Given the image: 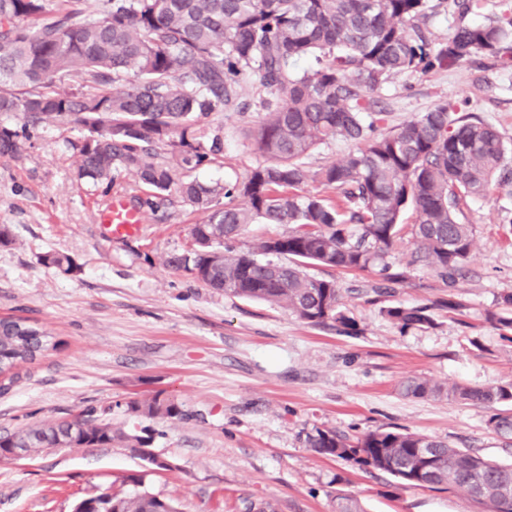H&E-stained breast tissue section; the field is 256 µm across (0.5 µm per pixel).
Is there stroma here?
<instances>
[{"label": "stroma", "mask_w": 512, "mask_h": 512, "mask_svg": "<svg viewBox=\"0 0 512 512\" xmlns=\"http://www.w3.org/2000/svg\"><path fill=\"white\" fill-rule=\"evenodd\" d=\"M376 97L395 125L438 101H460L512 139V69L457 62L402 73ZM262 118L253 110L205 118V127L223 128L224 147L193 178L206 185L244 179L263 161L246 137ZM0 124L22 132L21 157L0 154V225L13 236L0 246V316L37 322L56 342L15 369L10 389L0 393V433L92 407L120 434L108 448L35 450L0 461V512H73L77 501L103 489L132 490L136 478L179 512H247L262 501L276 512H336L340 492L363 512H482L462 490L398 485L383 472L315 453L306 436L317 428L353 439L378 429L409 431L512 464V447L488 426L491 409L400 392L409 376L472 387L512 381V342L487 319L512 293V233L501 223L511 194L497 190L465 206L474 226L470 273L455 289L431 269L409 266L407 233L385 258L405 274L386 296L372 291L377 268L309 267L311 276L335 281L357 323L347 335L167 267L169 255L190 248L202 212L174 189L164 204L147 206L148 188L130 175L109 187L77 181L72 145L85 134L81 126H28L19 114L0 115ZM115 196L142 211L139 236L115 240L99 227L98 211ZM49 252L69 255L76 270L46 265ZM452 291L463 313L435 310L433 327L404 329L385 314ZM157 394L180 415L129 411L130 401ZM135 437L170 469L133 453Z\"/></svg>", "instance_id": "35a3bbf8"}]
</instances>
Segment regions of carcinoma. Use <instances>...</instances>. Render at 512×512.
I'll return each instance as SVG.
<instances>
[{"label": "carcinoma", "mask_w": 512, "mask_h": 512, "mask_svg": "<svg viewBox=\"0 0 512 512\" xmlns=\"http://www.w3.org/2000/svg\"><path fill=\"white\" fill-rule=\"evenodd\" d=\"M500 5L470 23L480 0H0V114L74 121L87 131L73 144L78 179L110 185L124 172L162 198L174 170L158 161L157 149L170 148L177 165L191 171L221 149V130L206 133L201 119L255 105L265 119L249 138L264 162L234 183H180L182 198L205 218L192 228L194 247L166 264L215 290L347 332L356 322L342 310L335 281L309 276L305 265L374 266L401 239L400 219L411 208L415 249L408 264L452 280L473 245L461 205L512 184V146L494 126L441 101L382 132L389 113L375 97L405 72L476 59L512 65V0ZM439 14L457 23L434 39L427 21ZM301 61L315 67L301 72ZM338 139L356 149L310 170L308 156ZM0 154L19 155L18 132L5 125ZM310 181L334 197L302 191ZM230 196L245 203H221ZM257 221L288 225L286 234L259 245L286 261H262L229 245ZM43 261L65 272L75 268L65 254L47 253ZM386 314L403 328L433 325L428 305L390 307ZM489 320L512 333V294ZM50 335L24 318H0V375L41 355ZM401 390L412 398L512 404V382L467 387L410 378ZM129 410L180 415L158 395ZM488 425L512 439V414L496 413ZM116 439L112 423L90 408L76 423L0 435V448L110 447ZM307 444L403 485L461 489L483 512H512V465L436 437L374 431L352 440L317 428ZM112 512L177 510L168 499L135 491L112 493Z\"/></svg>", "instance_id": "1"}]
</instances>
